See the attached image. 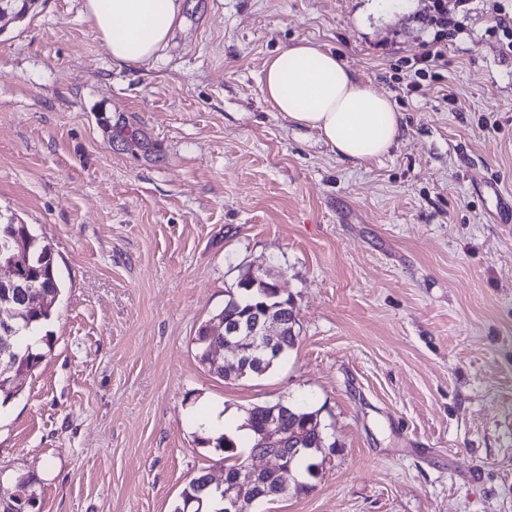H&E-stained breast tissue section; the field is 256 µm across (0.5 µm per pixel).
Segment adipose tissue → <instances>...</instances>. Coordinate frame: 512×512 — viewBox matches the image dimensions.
Returning a JSON list of instances; mask_svg holds the SVG:
<instances>
[{
    "instance_id": "ef3b65f1",
    "label": "adipose tissue",
    "mask_w": 512,
    "mask_h": 512,
    "mask_svg": "<svg viewBox=\"0 0 512 512\" xmlns=\"http://www.w3.org/2000/svg\"><path fill=\"white\" fill-rule=\"evenodd\" d=\"M182 0H84V12L119 64L149 61L168 41ZM265 99L294 124L316 130L337 157L368 161L389 153L402 130L390 99L336 54L308 42L269 59Z\"/></svg>"
}]
</instances>
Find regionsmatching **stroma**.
I'll use <instances>...</instances> for the list:
<instances>
[{
  "mask_svg": "<svg viewBox=\"0 0 512 512\" xmlns=\"http://www.w3.org/2000/svg\"><path fill=\"white\" fill-rule=\"evenodd\" d=\"M183 0L157 55L117 64L83 0H40L0 33V217L50 243L64 284L50 346L0 408V495L41 512H172L218 468L210 407L318 411L300 492L251 512H512V59L484 0L440 78L409 91L425 0ZM307 41L403 116L390 154L339 159L262 94ZM459 110H452L449 96ZM159 157L114 149L99 111ZM272 268L296 345L257 378L199 363L196 332L238 268Z\"/></svg>",
  "mask_w": 512,
  "mask_h": 512,
  "instance_id": "stroma-1",
  "label": "stroma"
}]
</instances>
